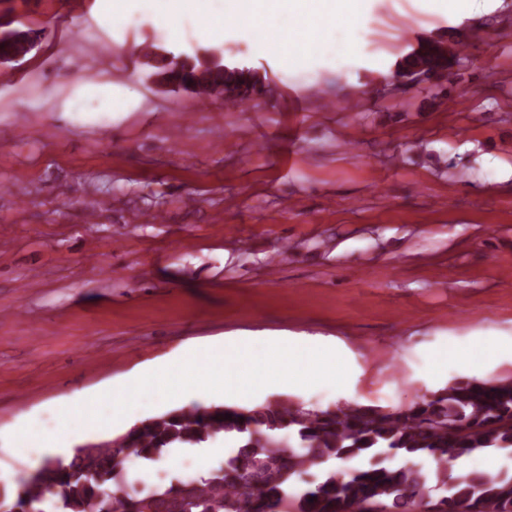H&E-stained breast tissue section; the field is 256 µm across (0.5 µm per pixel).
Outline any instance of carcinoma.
Returning a JSON list of instances; mask_svg holds the SVG:
<instances>
[{
  "instance_id": "obj_1",
  "label": "carcinoma",
  "mask_w": 512,
  "mask_h": 512,
  "mask_svg": "<svg viewBox=\"0 0 512 512\" xmlns=\"http://www.w3.org/2000/svg\"><path fill=\"white\" fill-rule=\"evenodd\" d=\"M31 31L0 39V57L27 55ZM156 75L205 99L218 87L225 99L249 100L253 83L243 68L220 60L184 61L176 69L150 51ZM448 61L440 42L427 41L398 64L400 75L425 74ZM231 415L226 419L225 415ZM291 434L293 444L279 438ZM237 436L224 464L206 476L139 496L130 491L129 454L158 461L170 448ZM512 448V383L457 379L429 398L395 411L360 406L312 411L299 405L246 410L192 406L131 427L121 442L78 449L69 461L48 462L11 497L6 512H418L431 499L438 512H512V477L471 470L469 458ZM364 465L343 476L336 464ZM433 464L427 469L417 461ZM314 501H309V498Z\"/></svg>"
}]
</instances>
